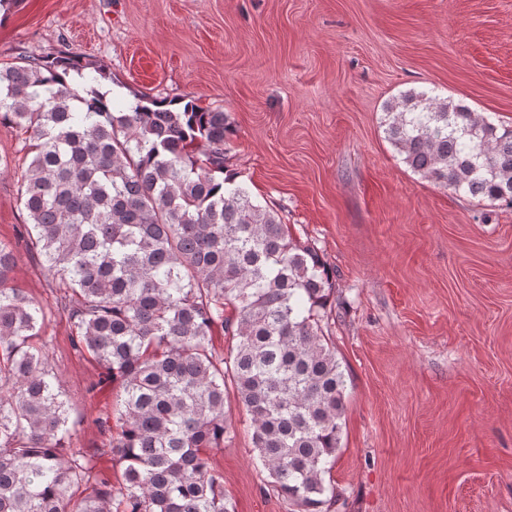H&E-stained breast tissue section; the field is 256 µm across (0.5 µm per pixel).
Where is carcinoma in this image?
<instances>
[{
	"label": "carcinoma",
	"instance_id": "carcinoma-1",
	"mask_svg": "<svg viewBox=\"0 0 512 512\" xmlns=\"http://www.w3.org/2000/svg\"><path fill=\"white\" fill-rule=\"evenodd\" d=\"M109 78L74 55L0 62V124L26 134L25 245L65 286L72 348L116 390L109 462L69 448V406L39 343L49 314L8 287L0 241V512H230L212 453L224 398L250 415L267 485L297 512H329L346 376L321 321L336 272L252 199L226 165L233 128L192 98L118 109ZM388 141L414 172L512 204V125L425 92L387 105ZM236 339L226 357L213 329Z\"/></svg>",
	"mask_w": 512,
	"mask_h": 512
}]
</instances>
